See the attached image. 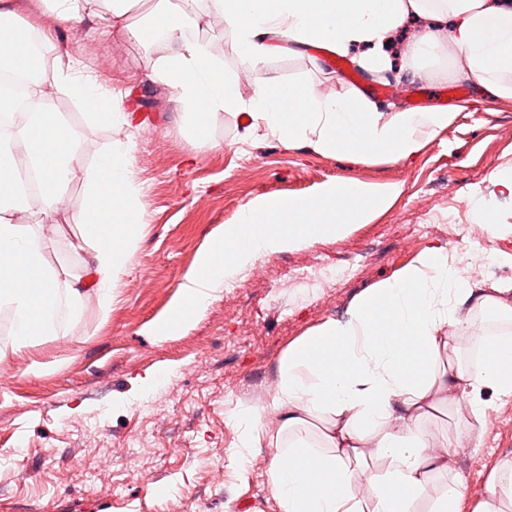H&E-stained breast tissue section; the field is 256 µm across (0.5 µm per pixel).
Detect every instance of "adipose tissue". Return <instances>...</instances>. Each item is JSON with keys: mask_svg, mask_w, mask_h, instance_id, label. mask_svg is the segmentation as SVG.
Instances as JSON below:
<instances>
[{"mask_svg": "<svg viewBox=\"0 0 512 512\" xmlns=\"http://www.w3.org/2000/svg\"><path fill=\"white\" fill-rule=\"evenodd\" d=\"M65 23L75 25L81 10L101 8L121 18L129 0H44ZM238 34L245 51L265 55V38L280 30L296 43L328 46L338 53L354 45L369 49L368 66L387 69L386 36L410 15L437 18L440 28L425 32L413 44L414 63L436 60L444 43H452L468 61V77L494 98L512 100V0H210ZM196 0H185L176 11H159L158 23L168 37L181 41L182 53L157 73L177 92L190 112L196 132L209 117L236 107L233 84L213 61L207 45L186 39L196 23ZM40 56L30 42L29 27L12 18L10 0H0V68L35 72ZM59 85L86 101L101 102L94 120L111 124L120 113L111 108L94 79L65 76ZM248 112L261 127L289 143H314L326 152L351 151L365 157L379 154L399 161L420 148L422 126L443 127L451 111L432 108L386 116L363 99H322L313 90L292 85L259 88ZM24 145L25 161H17L14 145ZM130 146L103 154L87 171L88 197L82 226L84 240L95 245L97 294L111 302L112 288L131 264L138 239L136 200L139 188L129 161ZM80 161L79 133L63 115L43 108L26 122L0 136V306L19 319L18 346L50 333L49 315L58 299L59 275L42 259L46 240L28 226L14 224L10 211L25 207L21 167L39 178L44 207L38 226H55L56 203ZM503 289L489 293L471 288L460 278L448 255L432 248L411 264L360 296L346 319H332L289 345L279 362V384L271 407L279 420L277 432L265 431L261 410L241 417L239 447L267 439H293L268 465L269 488L281 512H414L430 482L444 478V492L429 512H457L466 496L464 480L451 473L448 454L460 438L459 428L443 431L431 448L423 418L441 406L456 404L463 395L482 389L512 391V338L482 343L475 367L449 363L456 351V330L465 326L459 305L491 310L512 320V303ZM372 449L386 462L383 473L370 469L362 449ZM370 498L356 495L360 482Z\"/></svg>", "mask_w": 512, "mask_h": 512, "instance_id": "adipose-tissue-1", "label": "adipose tissue"}]
</instances>
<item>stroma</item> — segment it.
Here are the masks:
<instances>
[{
  "instance_id": "obj_1",
  "label": "stroma",
  "mask_w": 512,
  "mask_h": 512,
  "mask_svg": "<svg viewBox=\"0 0 512 512\" xmlns=\"http://www.w3.org/2000/svg\"><path fill=\"white\" fill-rule=\"evenodd\" d=\"M158 0H131L122 24L98 12L78 27L64 24L42 0H11L16 23L49 41H64L69 54L55 74L76 72L111 91L123 118L108 126L90 117L93 104L74 101L72 118L90 145L81 151L58 208L59 224L43 251L62 281L81 278L86 293L79 312H67L62 330L14 350L0 344V512H279L266 482L255 475L275 450L250 449L243 467L228 459L239 442L234 417L268 405L279 361L289 344L331 319L346 318L353 302L392 277L431 247L447 248L449 223L474 221L471 194L494 195L512 224V196L497 193L491 176L512 169V102L493 99L480 86L469 97L443 104L441 94L468 79L463 66L441 57L433 74L410 59L422 29L407 22L397 81L421 87L419 109L449 106L448 125L425 129L420 149L407 161L325 152L308 143L287 145L240 121L241 108L263 85L286 84L336 98L359 90L327 68L316 49L290 41L269 42L262 61L226 30L229 51L218 64L234 83L240 108L214 113L198 138L174 88L153 74L177 57L180 42L157 48L146 34ZM94 43L96 54L84 46ZM53 78L42 79L58 95ZM157 85L160 103H142L145 86ZM131 148L141 225L130 269L102 306L94 286L92 244L81 238L88 168L114 144ZM396 184L398 197L369 223L342 235L285 252H268L235 273L238 289L219 288L202 315L167 339L152 334L174 302L184 274L193 268L227 224L258 197L300 199L329 182ZM430 216L431 232L409 234ZM491 269L469 261L473 287L512 286V235L488 234ZM346 269L335 287L307 291L284 285L288 268L314 259ZM160 372L168 382L145 391L141 380ZM480 412L460 400L452 418L462 421L467 448H453L452 471L469 495L460 512L486 499L489 478L512 459V392L484 391Z\"/></svg>"
}]
</instances>
